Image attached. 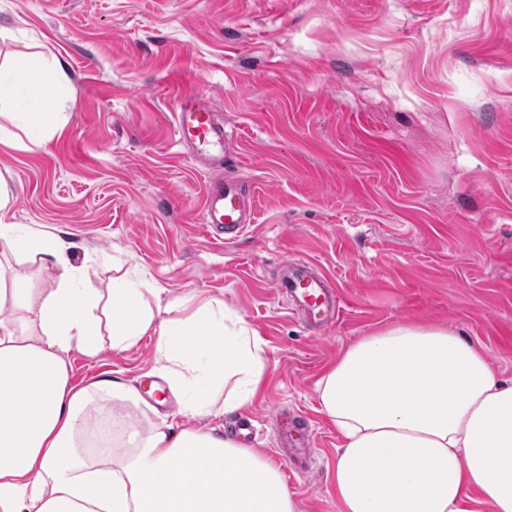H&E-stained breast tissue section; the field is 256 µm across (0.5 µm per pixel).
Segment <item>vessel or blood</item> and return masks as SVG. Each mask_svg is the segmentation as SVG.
Segmentation results:
<instances>
[{"label": "vessel or blood", "instance_id": "b4317fda", "mask_svg": "<svg viewBox=\"0 0 512 512\" xmlns=\"http://www.w3.org/2000/svg\"><path fill=\"white\" fill-rule=\"evenodd\" d=\"M172 112L176 140L194 163L208 171L223 168L225 145L230 135L210 102L196 91L186 89L175 95ZM254 221L253 203L247 200L236 175H224L206 187L201 222L207 229L235 237ZM274 287L279 295L303 309L309 319L323 326L335 322L339 313L336 290L330 277L316 271L310 262L283 261ZM275 423L283 448L310 452L313 440L308 428L298 425L295 418L281 411L277 412Z\"/></svg>", "mask_w": 512, "mask_h": 512}]
</instances>
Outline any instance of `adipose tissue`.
<instances>
[{
  "instance_id": "obj_1",
  "label": "adipose tissue",
  "mask_w": 512,
  "mask_h": 512,
  "mask_svg": "<svg viewBox=\"0 0 512 512\" xmlns=\"http://www.w3.org/2000/svg\"><path fill=\"white\" fill-rule=\"evenodd\" d=\"M44 70L28 111L0 123V144L41 147L62 127L47 105L68 75L52 60ZM12 198L0 172V249L57 279L44 292L0 275V512H298L272 459L192 424L253 398L268 372L257 331L221 300L168 297L143 276L92 286L70 241L6 223ZM146 335L175 411L135 419L141 395L122 378L72 382L71 351H126ZM318 394L344 440L342 512H472L476 495L512 512V379L455 328L400 323L362 337Z\"/></svg>"
}]
</instances>
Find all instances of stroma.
<instances>
[{"mask_svg": "<svg viewBox=\"0 0 512 512\" xmlns=\"http://www.w3.org/2000/svg\"><path fill=\"white\" fill-rule=\"evenodd\" d=\"M0 61L56 56L70 82L46 147L0 145L8 223L72 243L95 287L112 268L167 295H200L253 327L269 372L225 437L277 457L274 416L310 422L308 471L281 472L299 512H339L343 438L317 383L360 338L447 324L512 376V0H0ZM180 89L211 102L256 218L214 242L199 222L207 173L175 143ZM336 283L341 314L316 330L273 291L281 261ZM156 339L96 357L146 391Z\"/></svg>", "mask_w": 512, "mask_h": 512, "instance_id": "stroma-1", "label": "stroma"}]
</instances>
